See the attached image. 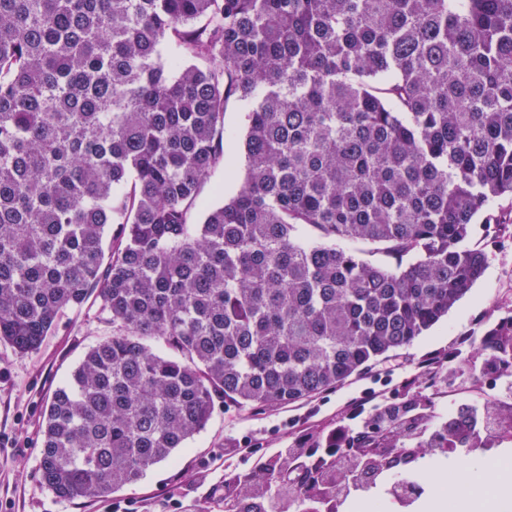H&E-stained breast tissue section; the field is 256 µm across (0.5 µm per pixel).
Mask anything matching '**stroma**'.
I'll use <instances>...</instances> for the list:
<instances>
[{"instance_id": "stroma-1", "label": "stroma", "mask_w": 512, "mask_h": 512, "mask_svg": "<svg viewBox=\"0 0 512 512\" xmlns=\"http://www.w3.org/2000/svg\"><path fill=\"white\" fill-rule=\"evenodd\" d=\"M472 241L488 255L483 278L398 360L303 403L258 412L216 407L205 429L186 448L104 501L59 498L45 485L39 469L46 403L84 353L112 334L100 298L91 297L83 306L65 311L35 352L23 354L0 342V512H199L225 466L248 469L313 432L362 425L365 417L351 413L350 399L367 395L399 405L427 395L425 385L416 381L419 363L432 354L452 367L476 361L471 337L482 335L512 310V241L485 235L479 223L473 226Z\"/></svg>"}]
</instances>
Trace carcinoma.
I'll return each instance as SVG.
<instances>
[{
  "instance_id": "1",
  "label": "carcinoma",
  "mask_w": 512,
  "mask_h": 512,
  "mask_svg": "<svg viewBox=\"0 0 512 512\" xmlns=\"http://www.w3.org/2000/svg\"><path fill=\"white\" fill-rule=\"evenodd\" d=\"M232 98L244 175L200 216ZM506 196L512 0H0V342L37 351L93 295L112 321L46 403L42 480L108 498L219 398L306 401L397 356L483 278L473 224ZM476 352L459 371L511 372L512 316ZM435 419L380 405L348 463L296 439L205 512H332L403 451L487 446L468 406Z\"/></svg>"
}]
</instances>
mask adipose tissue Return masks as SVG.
<instances>
[{"mask_svg":"<svg viewBox=\"0 0 512 512\" xmlns=\"http://www.w3.org/2000/svg\"><path fill=\"white\" fill-rule=\"evenodd\" d=\"M494 472L493 487L497 494H512V462L500 459L494 465L472 461L460 468L449 469L442 478V492L434 497L433 512H478L481 504L480 493L485 484L487 472Z\"/></svg>","mask_w":512,"mask_h":512,"instance_id":"ef3b65f1","label":"adipose tissue"}]
</instances>
